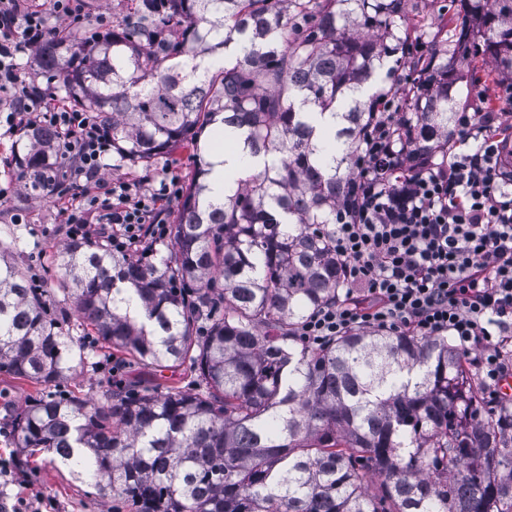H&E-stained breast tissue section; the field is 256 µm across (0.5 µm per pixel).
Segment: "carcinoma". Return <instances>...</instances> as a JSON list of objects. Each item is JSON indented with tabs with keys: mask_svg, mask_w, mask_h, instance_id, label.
Segmentation results:
<instances>
[{
	"mask_svg": "<svg viewBox=\"0 0 512 512\" xmlns=\"http://www.w3.org/2000/svg\"><path fill=\"white\" fill-rule=\"evenodd\" d=\"M108 36L61 33L38 53L54 91L112 129L125 159L194 148L204 128L270 162L211 196L198 169L162 267L73 239L65 290L80 325L146 367L188 361L196 390L40 398L17 423L133 512H512V412L484 406L445 337L297 336L346 288L329 224L381 94L407 98L401 140L448 136L452 82L438 54L409 61L412 97L376 63L401 0H132ZM447 54L512 72V0H462ZM224 57V63L206 60ZM335 126L318 136L312 117ZM54 133L15 157L31 186ZM0 247V371L58 384L77 339Z\"/></svg>",
	"mask_w": 512,
	"mask_h": 512,
	"instance_id": "1",
	"label": "carcinoma"
}]
</instances>
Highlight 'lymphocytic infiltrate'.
<instances>
[{
	"label": "lymphocytic infiltrate",
	"instance_id": "lymphocytic-infiltrate-1",
	"mask_svg": "<svg viewBox=\"0 0 512 512\" xmlns=\"http://www.w3.org/2000/svg\"><path fill=\"white\" fill-rule=\"evenodd\" d=\"M51 2L46 12L30 0H0V113L8 130L54 131V162L39 192L60 200L71 237H104L123 256L150 253L168 236L177 177L159 175L145 192L104 179L110 128L20 69L21 56L60 30L85 28L77 0ZM479 98L481 107L462 115L451 136L452 155L420 171L398 145L400 97L379 96L355 156L356 184L331 226L347 291L298 334L312 347L364 328L448 335L497 405V387L512 375V158L495 125L512 114V80H498Z\"/></svg>",
	"mask_w": 512,
	"mask_h": 512
}]
</instances>
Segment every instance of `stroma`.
Returning <instances> with one entry per match:
<instances>
[{"mask_svg":"<svg viewBox=\"0 0 512 512\" xmlns=\"http://www.w3.org/2000/svg\"><path fill=\"white\" fill-rule=\"evenodd\" d=\"M459 8L458 0H403L396 26L411 39L429 42L440 49L448 38V17ZM480 66V60L469 55L454 59L452 94L456 112L478 106L474 77ZM208 160V152L196 155L185 149L135 163L116 157L103 176L139 179L167 171L177 176L186 189L199 163ZM69 239L66 225L60 222L57 203L39 197L27 185H19L11 199L0 205V244L10 247V257L15 263L40 278L48 290V317L63 319L66 331L78 337L83 348L82 361L73 363L65 382L55 386L0 372V458L9 462L6 473L0 474V506L7 512H110L112 508L110 499L98 494L87 479L52 464L49 454H37L26 466L18 463L16 419L35 399L75 394L102 400L104 394L113 390L112 377L104 368L111 359L125 365L121 376V387L125 390L139 385L158 393L187 390L194 378L190 363L148 368L123 352L104 348L97 337L80 333L75 325L72 301L58 289L65 277L62 250Z\"/></svg>","mask_w":512,"mask_h":512,"instance_id":"obj_1","label":"stroma"}]
</instances>
